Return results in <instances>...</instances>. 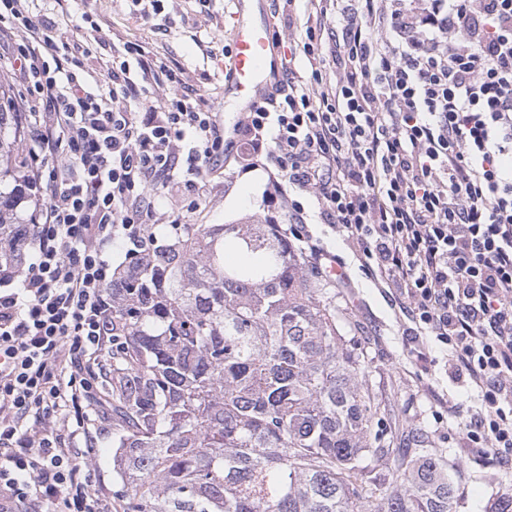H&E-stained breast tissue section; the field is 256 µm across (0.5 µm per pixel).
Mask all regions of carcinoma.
Here are the masks:
<instances>
[{
    "instance_id": "obj_1",
    "label": "carcinoma",
    "mask_w": 512,
    "mask_h": 512,
    "mask_svg": "<svg viewBox=\"0 0 512 512\" xmlns=\"http://www.w3.org/2000/svg\"><path fill=\"white\" fill-rule=\"evenodd\" d=\"M0 78V244L34 191ZM112 472L126 512H452L430 448L345 343L336 294L275 224H183L112 278Z\"/></svg>"
}]
</instances>
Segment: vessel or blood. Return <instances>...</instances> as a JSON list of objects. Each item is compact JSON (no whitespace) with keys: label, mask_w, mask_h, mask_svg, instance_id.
<instances>
[{"label":"vessel or blood","mask_w":512,"mask_h":512,"mask_svg":"<svg viewBox=\"0 0 512 512\" xmlns=\"http://www.w3.org/2000/svg\"><path fill=\"white\" fill-rule=\"evenodd\" d=\"M280 78V68L270 39V21H238L232 48L224 57V91L234 95L244 111L255 109Z\"/></svg>","instance_id":"1"}]
</instances>
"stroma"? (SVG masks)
<instances>
[{
    "label": "stroma",
    "mask_w": 512,
    "mask_h": 512,
    "mask_svg": "<svg viewBox=\"0 0 512 512\" xmlns=\"http://www.w3.org/2000/svg\"><path fill=\"white\" fill-rule=\"evenodd\" d=\"M275 52L290 55L301 38L304 0H269ZM43 15L60 22L64 29L83 25L92 14L100 25L104 44H90L86 61L92 77H99L103 64L126 59L125 47L134 42L150 57L180 71L186 86L196 90L202 106L216 109L224 95L222 63L232 37L237 0H162L153 9L150 0H42ZM269 175L263 165L241 171L237 160L225 162L213 172L202 189L203 206L183 213L181 198L155 201L158 241L174 235L170 215L183 213L190 224H284L288 203H270ZM311 230L325 247L342 256L351 270V282L336 291V307L350 324L346 338L354 339L367 356L369 380L388 396L398 422L397 440L412 448L423 445L442 456L455 486L454 512H494L505 491V471L490 453L468 447L465 434L448 414V404L475 408L474 395L465 373L447 360L442 348L426 337L407 335L408 322L391 303L388 289L377 287L359 269L356 248L333 225L312 224Z\"/></svg>",
    "instance_id": "obj_1"
}]
</instances>
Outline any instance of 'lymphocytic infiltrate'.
I'll list each match as a JSON object with an SVG mask.
<instances>
[{
  "mask_svg": "<svg viewBox=\"0 0 512 512\" xmlns=\"http://www.w3.org/2000/svg\"><path fill=\"white\" fill-rule=\"evenodd\" d=\"M38 2L0 0V57L31 98L26 173L44 192L29 255L0 274V512H112L88 413L93 366L112 345L106 249L120 238L146 253L152 191L198 211L239 141L273 167L274 196L305 192L357 246L412 335L446 348L482 400L449 416L469 447L512 468V0H306L299 49L320 59L334 17L335 80L283 61V86L230 137L139 44L90 81L81 35ZM153 85L172 90L157 107ZM304 212L289 201L285 234L314 274L347 284ZM74 429L80 459L66 446Z\"/></svg>",
  "mask_w": 512,
  "mask_h": 512,
  "instance_id": "lymphocytic-infiltrate-1",
  "label": "lymphocytic infiltrate"
}]
</instances>
